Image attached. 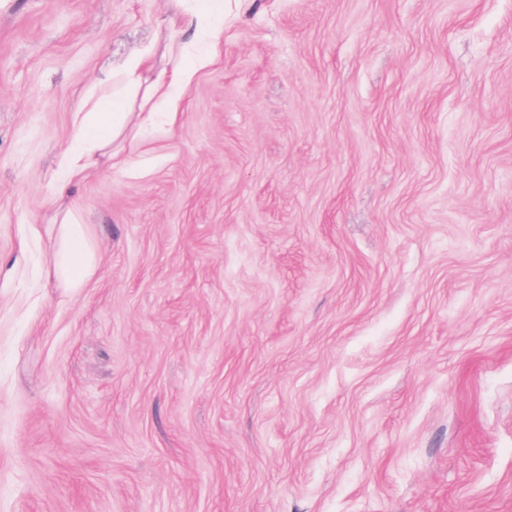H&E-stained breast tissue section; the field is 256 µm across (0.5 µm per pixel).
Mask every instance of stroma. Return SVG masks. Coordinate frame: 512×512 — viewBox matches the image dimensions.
<instances>
[{
	"instance_id": "stroma-1",
	"label": "stroma",
	"mask_w": 512,
	"mask_h": 512,
	"mask_svg": "<svg viewBox=\"0 0 512 512\" xmlns=\"http://www.w3.org/2000/svg\"><path fill=\"white\" fill-rule=\"evenodd\" d=\"M174 14L0 0V512H512V0H253L59 198ZM210 58L203 55H197L189 58L181 54L177 57L171 72L167 78H157L153 81L148 80L145 73L149 69L148 60L145 57L134 58L127 62L125 69V81L132 88H140L145 85V107H149L148 112H138L134 127H139L147 123H154L159 114L163 113L173 122L176 115L182 94L186 87L192 81L196 71L205 66ZM159 109H165L167 112H156ZM121 97L98 99L93 106L96 112H78L73 121L72 144L62 153V169L66 179L60 185L63 195L67 186L95 164L98 154H105L114 141L124 137L129 130L131 112H112ZM54 271L74 292L85 288L96 271L95 256L86 238L85 224H80L76 215L69 211L61 224Z\"/></svg>"
}]
</instances>
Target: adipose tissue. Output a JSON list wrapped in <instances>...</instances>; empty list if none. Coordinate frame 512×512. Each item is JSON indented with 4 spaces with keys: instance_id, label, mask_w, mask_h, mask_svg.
I'll use <instances>...</instances> for the list:
<instances>
[{
    "instance_id": "ef3b65f1",
    "label": "adipose tissue",
    "mask_w": 512,
    "mask_h": 512,
    "mask_svg": "<svg viewBox=\"0 0 512 512\" xmlns=\"http://www.w3.org/2000/svg\"><path fill=\"white\" fill-rule=\"evenodd\" d=\"M205 56H178L168 77L148 80L147 58L138 57L127 62L125 81L133 88H144L147 109L137 117L117 111L120 96L98 99L92 111L76 113L73 121L72 143L62 153V169L67 181H74L95 164L96 157L110 153L113 165H120L119 153L109 152L108 147L114 141L124 137L130 123L145 125L155 122L158 110H165L167 119H175L177 109L186 87L192 81L196 71L205 66ZM54 271L68 288L80 290L93 277L96 261L85 233L75 214L66 213L60 229L55 252Z\"/></svg>"
}]
</instances>
